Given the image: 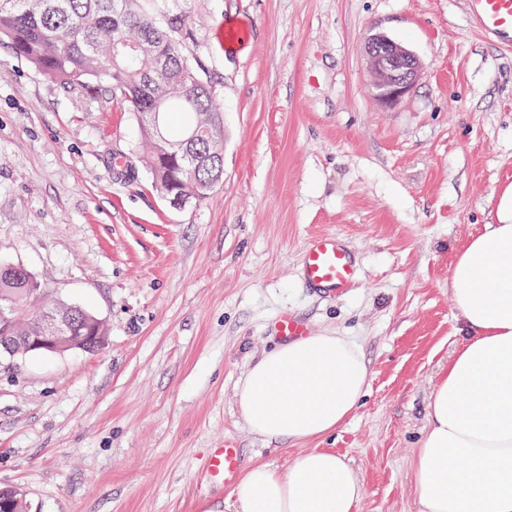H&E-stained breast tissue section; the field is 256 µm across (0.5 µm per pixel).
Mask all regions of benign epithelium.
Returning a JSON list of instances; mask_svg holds the SVG:
<instances>
[{"instance_id": "obj_1", "label": "benign epithelium", "mask_w": 512, "mask_h": 512, "mask_svg": "<svg viewBox=\"0 0 512 512\" xmlns=\"http://www.w3.org/2000/svg\"><path fill=\"white\" fill-rule=\"evenodd\" d=\"M366 53L377 99L391 105L407 94L421 69L419 58L403 44L381 33L368 36ZM101 336H76L70 318L55 311L45 315L39 336H0V357L19 353L89 351L101 346Z\"/></svg>"}]
</instances>
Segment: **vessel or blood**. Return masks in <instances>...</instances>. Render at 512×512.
<instances>
[{"instance_id": "vessel-or-blood-1", "label": "vessel or blood", "mask_w": 512, "mask_h": 512, "mask_svg": "<svg viewBox=\"0 0 512 512\" xmlns=\"http://www.w3.org/2000/svg\"><path fill=\"white\" fill-rule=\"evenodd\" d=\"M471 22L497 43L512 46V0H466ZM305 281L324 294L336 296L350 288L357 279V265L342 239L333 234H319L308 242L302 259ZM275 331L282 338L308 335L309 329L291 314H281ZM241 468V452L235 445L210 449L202 472L209 482L232 483Z\"/></svg>"}]
</instances>
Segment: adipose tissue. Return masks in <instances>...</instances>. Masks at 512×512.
<instances>
[{
    "label": "adipose tissue",
    "instance_id": "ef3b65f1",
    "mask_svg": "<svg viewBox=\"0 0 512 512\" xmlns=\"http://www.w3.org/2000/svg\"><path fill=\"white\" fill-rule=\"evenodd\" d=\"M496 224L470 240L449 277L467 342L430 404V427L411 461L419 512H512V185ZM369 369L342 336L285 341L252 364L237 390L249 430L298 442L334 432L358 407ZM238 512H358L364 487L328 449L283 470L255 465L233 490Z\"/></svg>",
    "mask_w": 512,
    "mask_h": 512
}]
</instances>
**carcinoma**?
Masks as SVG:
<instances>
[{"label":"carcinoma","instance_id":"carcinoma-1","mask_svg":"<svg viewBox=\"0 0 512 512\" xmlns=\"http://www.w3.org/2000/svg\"><path fill=\"white\" fill-rule=\"evenodd\" d=\"M153 0H0V38L68 91H90L103 108L133 114L142 158L163 196L201 200L224 173V110L211 77L188 59L193 34L182 14L158 15ZM28 275L0 274V303L25 307L5 336L39 332ZM5 512H27L15 488Z\"/></svg>","mask_w":512,"mask_h":512}]
</instances>
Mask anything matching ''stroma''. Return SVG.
Listing matches in <instances>:
<instances>
[{
    "instance_id": "35a3bbf8",
    "label": "stroma",
    "mask_w": 512,
    "mask_h": 512,
    "mask_svg": "<svg viewBox=\"0 0 512 512\" xmlns=\"http://www.w3.org/2000/svg\"><path fill=\"white\" fill-rule=\"evenodd\" d=\"M154 8L195 22L190 55L224 103L223 180L182 209L137 158L130 113L0 44V261L107 329L92 354L0 359V486L28 512H236L231 488L196 481L230 439L245 468L331 449L364 486L359 512H418L413 452L465 342L449 271L512 185V50L463 0ZM376 32L422 63L390 105L365 53ZM322 233L360 264L336 299L300 276ZM285 312L354 342L370 378L332 435L278 446L249 431L236 392Z\"/></svg>"
}]
</instances>
